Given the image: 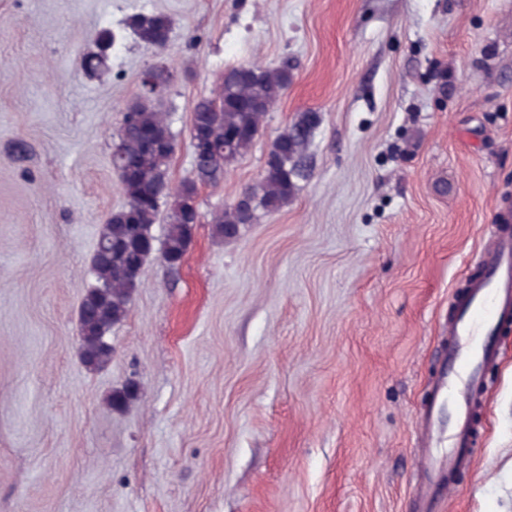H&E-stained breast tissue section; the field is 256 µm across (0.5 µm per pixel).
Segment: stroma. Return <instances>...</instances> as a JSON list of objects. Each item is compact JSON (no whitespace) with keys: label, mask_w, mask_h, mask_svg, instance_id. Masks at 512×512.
<instances>
[{"label":"stroma","mask_w":512,"mask_h":512,"mask_svg":"<svg viewBox=\"0 0 512 512\" xmlns=\"http://www.w3.org/2000/svg\"><path fill=\"white\" fill-rule=\"evenodd\" d=\"M135 13L170 20L165 51L126 28ZM105 30L107 68L87 77ZM160 61L174 186L193 170L192 106L226 70L285 63L292 81L248 154L200 187L180 266L147 261L91 371L79 307L126 203L112 146ZM308 110L321 123L297 195L216 236L212 215ZM499 214L512 0H0V512H414L418 415ZM497 340L476 464L439 512H512V331Z\"/></svg>","instance_id":"35a3bbf8"}]
</instances>
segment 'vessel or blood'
<instances>
[{
    "label": "vessel or blood",
    "mask_w": 512,
    "mask_h": 512,
    "mask_svg": "<svg viewBox=\"0 0 512 512\" xmlns=\"http://www.w3.org/2000/svg\"><path fill=\"white\" fill-rule=\"evenodd\" d=\"M480 267L448 318L444 362L421 411L418 512H435L442 499H454V476L475 464L471 394L482 385L484 369L501 355L496 332L512 321V225L501 224L493 234Z\"/></svg>",
    "instance_id": "1"
}]
</instances>
